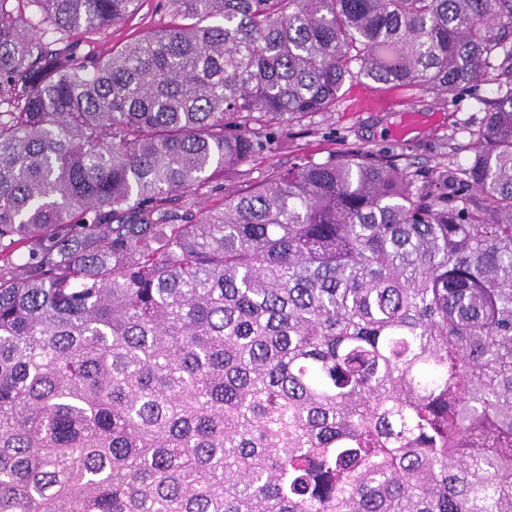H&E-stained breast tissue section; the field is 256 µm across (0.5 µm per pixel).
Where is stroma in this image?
<instances>
[{"mask_svg":"<svg viewBox=\"0 0 512 512\" xmlns=\"http://www.w3.org/2000/svg\"><path fill=\"white\" fill-rule=\"evenodd\" d=\"M172 21V13L161 7L160 0H142L137 12L125 21L80 35L77 51L99 53L124 47ZM495 94L496 85L489 81L480 86L478 94L461 93L448 102L416 88L379 89L368 79L352 78L330 111L282 124L270 135H258L250 160L203 187L198 204L221 203L227 193L261 182L273 170L310 160L322 162L347 152L387 153L398 168L418 174L423 181L445 175L472 156L471 133L485 117L482 102ZM383 98L410 101L412 115L378 107Z\"/></svg>","mask_w":512,"mask_h":512,"instance_id":"35a3bbf8","label":"stroma"}]
</instances>
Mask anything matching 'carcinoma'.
Here are the masks:
<instances>
[{"label": "carcinoma", "mask_w": 512, "mask_h": 512, "mask_svg": "<svg viewBox=\"0 0 512 512\" xmlns=\"http://www.w3.org/2000/svg\"><path fill=\"white\" fill-rule=\"evenodd\" d=\"M0 0V512H512V0ZM487 80L465 167L274 171L346 80ZM159 3L162 2L142 0L137 12L125 21L103 27L93 33L74 36L72 40L79 42L77 52L79 54L99 53L111 46L124 47L143 35L168 27L174 20L173 14L162 8Z\"/></svg>", "instance_id": "cac0c4a2"}]
</instances>
